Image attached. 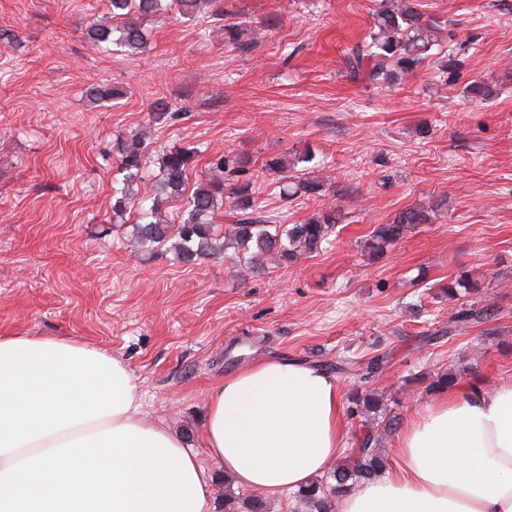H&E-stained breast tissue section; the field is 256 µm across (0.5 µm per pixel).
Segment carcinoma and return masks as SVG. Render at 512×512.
<instances>
[{"label":"carcinoma","mask_w":512,"mask_h":512,"mask_svg":"<svg viewBox=\"0 0 512 512\" xmlns=\"http://www.w3.org/2000/svg\"><path fill=\"white\" fill-rule=\"evenodd\" d=\"M112 18L120 25L110 27L94 21L86 28L91 42L100 46L111 42L131 54L142 52L146 35L139 21L160 10L161 0H110ZM169 9L182 17L225 14L217 0H171ZM119 37L111 39L113 32ZM248 25L243 22L224 25V45L242 53L254 48ZM443 28L422 19L414 0H380L374 27L364 39L345 50L344 61L349 77L367 84L390 85L399 77L418 70L434 56L432 50L442 45ZM120 169L126 172L125 181H137L146 163L149 144L145 134L138 133L117 143ZM199 151L194 147H173L161 158V177L143 189L136 204L138 221L130 231V246L141 254H152L155 248H167L184 264H194L206 258H220L233 251L237 274L245 279L265 270L270 261L293 263L322 249L335 232L338 217L328 207L302 224H276L261 202L256 200L252 182L246 177L248 160L237 155L230 157L221 151L207 160L195 189L185 196L190 172L197 167ZM265 169L282 184L280 193L289 197L298 194L313 196L322 191L324 183L307 177L292 176L279 159L265 161ZM187 197L184 218L179 224H163L156 220L160 207L169 201ZM230 200L235 223L217 224L215 213ZM432 214L425 207H409L395 214L385 224L377 225L362 245L375 256L403 240L420 224L431 222ZM494 317L489 305L476 300L448 318L444 333L453 336L473 325ZM350 415L362 419L358 447L343 463L294 494L297 507L306 512H331L339 495L362 481L380 478L387 459L380 453L384 436L396 431L400 418L381 406L375 391L365 389L350 393Z\"/></svg>","instance_id":"carcinoma-1"}]
</instances>
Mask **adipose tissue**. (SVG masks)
Returning a JSON list of instances; mask_svg holds the SVG:
<instances>
[{
  "label": "adipose tissue",
  "instance_id": "adipose-tissue-1",
  "mask_svg": "<svg viewBox=\"0 0 512 512\" xmlns=\"http://www.w3.org/2000/svg\"><path fill=\"white\" fill-rule=\"evenodd\" d=\"M342 389L268 359L208 393V463L145 419L128 364L76 339L0 335V512H212L214 470L278 497L345 450ZM398 467L336 512H512V383L458 385L398 437Z\"/></svg>",
  "mask_w": 512,
  "mask_h": 512
}]
</instances>
